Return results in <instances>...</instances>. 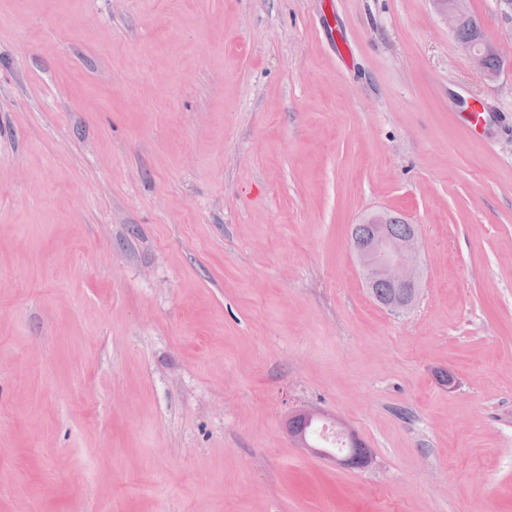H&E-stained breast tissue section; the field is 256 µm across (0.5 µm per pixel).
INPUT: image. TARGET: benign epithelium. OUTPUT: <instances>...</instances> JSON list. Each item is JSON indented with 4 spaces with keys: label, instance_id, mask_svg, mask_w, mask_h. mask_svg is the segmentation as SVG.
<instances>
[{
    "label": "benign epithelium",
    "instance_id": "1",
    "mask_svg": "<svg viewBox=\"0 0 512 512\" xmlns=\"http://www.w3.org/2000/svg\"><path fill=\"white\" fill-rule=\"evenodd\" d=\"M468 0H450L448 9L443 15L448 19L451 29H456L458 21L469 15ZM351 248L356 255L362 276L367 288L374 282L385 280L394 288H409L411 292L402 295L385 308L393 314L403 315L411 310L420 288L419 259L420 242L417 229L410 233L387 238L379 232L369 239L351 237ZM311 452L327 457L340 467L359 468L369 462L370 453H354L348 457L329 454L321 448H313Z\"/></svg>",
    "mask_w": 512,
    "mask_h": 512
}]
</instances>
